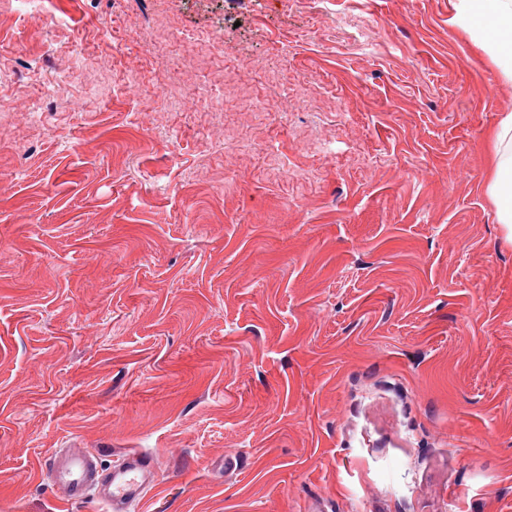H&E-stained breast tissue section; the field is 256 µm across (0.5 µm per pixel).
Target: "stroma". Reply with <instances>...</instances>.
<instances>
[{
  "mask_svg": "<svg viewBox=\"0 0 512 512\" xmlns=\"http://www.w3.org/2000/svg\"><path fill=\"white\" fill-rule=\"evenodd\" d=\"M449 0H0V512H512V111ZM481 151L487 194L496 208L499 224L507 229L512 242V112H505L496 127L485 136ZM94 454L86 448H70L55 456L50 480L66 502H77L90 495L105 501L113 512H130L142 506L156 485L155 457L140 450L124 453L121 462L100 480Z\"/></svg>",
  "mask_w": 512,
  "mask_h": 512,
  "instance_id": "35a3bbf8",
  "label": "stroma"
}]
</instances>
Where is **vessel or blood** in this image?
I'll return each instance as SVG.
<instances>
[{
	"label": "vessel or blood",
	"mask_w": 512,
	"mask_h": 512,
	"mask_svg": "<svg viewBox=\"0 0 512 512\" xmlns=\"http://www.w3.org/2000/svg\"><path fill=\"white\" fill-rule=\"evenodd\" d=\"M97 469L90 450L71 448L54 458L50 480L62 500L77 502L93 495L105 501L111 512H133L157 482L154 455L140 450L125 452L106 478H99Z\"/></svg>",
	"instance_id": "vessel-or-blood-1"
}]
</instances>
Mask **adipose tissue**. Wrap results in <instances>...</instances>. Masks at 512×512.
Segmentation results:
<instances>
[{"label":"adipose tissue","instance_id":"ef3b65f1","mask_svg":"<svg viewBox=\"0 0 512 512\" xmlns=\"http://www.w3.org/2000/svg\"><path fill=\"white\" fill-rule=\"evenodd\" d=\"M453 21L468 33L483 57L499 77L512 83V0H450ZM484 16L492 26L476 30L473 21ZM481 151L487 194L496 208L499 223L512 242V112L504 113L496 127L485 136Z\"/></svg>","mask_w":512,"mask_h":512}]
</instances>
